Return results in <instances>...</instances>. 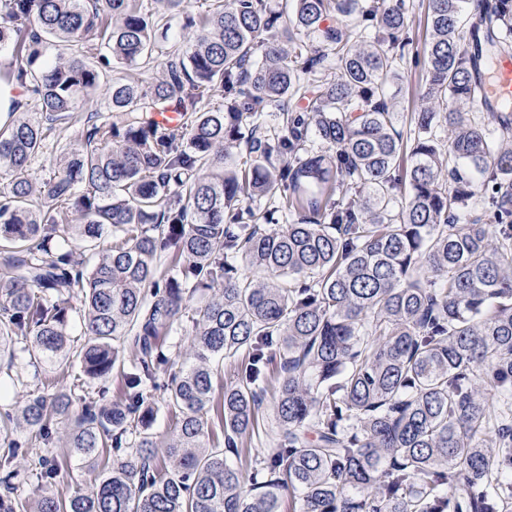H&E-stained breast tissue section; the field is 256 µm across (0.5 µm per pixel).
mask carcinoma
<instances>
[{"instance_id": "1", "label": "carcinoma", "mask_w": 512, "mask_h": 512, "mask_svg": "<svg viewBox=\"0 0 512 512\" xmlns=\"http://www.w3.org/2000/svg\"><path fill=\"white\" fill-rule=\"evenodd\" d=\"M464 2L427 0L405 132L386 95L405 0H163L191 49L159 79L112 78L118 121L82 102L155 61L139 0H0L6 79L31 92L0 125V361L79 367L0 413V512H512V114L473 116L484 59L512 55V0ZM48 41L65 52L39 66ZM272 107L281 134L259 123ZM169 110L178 125L154 119ZM83 113L80 147L34 181ZM268 196L288 223L261 222ZM112 375L115 401L94 388ZM59 423L85 493L54 490ZM80 123H77L64 131L52 133L45 143L43 153L39 155L31 165V176L41 178L49 165L62 154L76 147L77 131Z\"/></svg>"}]
</instances>
